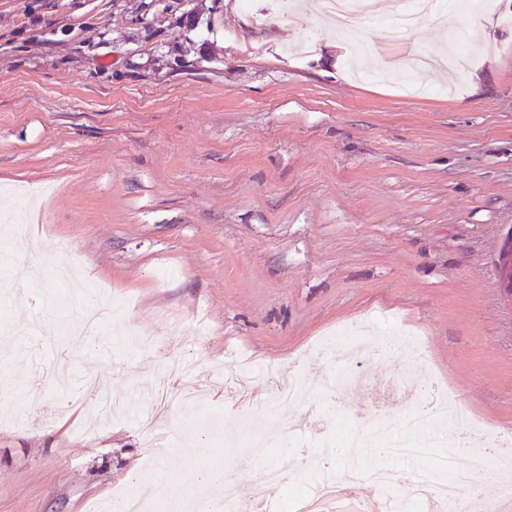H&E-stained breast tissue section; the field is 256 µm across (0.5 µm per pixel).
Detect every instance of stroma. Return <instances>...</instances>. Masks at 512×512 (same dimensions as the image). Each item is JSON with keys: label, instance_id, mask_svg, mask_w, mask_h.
Returning a JSON list of instances; mask_svg holds the SVG:
<instances>
[{"label": "stroma", "instance_id": "1", "mask_svg": "<svg viewBox=\"0 0 512 512\" xmlns=\"http://www.w3.org/2000/svg\"><path fill=\"white\" fill-rule=\"evenodd\" d=\"M299 2L0 0V205L26 227L0 240L16 260L47 254L44 275L0 276V377L14 386L0 399V512H94L120 489L153 498L151 458L181 495L215 457L247 484L287 463L292 480L267 491L281 503L312 472L340 473L341 452L319 444L337 421L374 444L434 399L465 413L446 424L474 445L512 439V299L494 267L512 228V0L456 16L465 62L418 72L431 96L403 76L417 54L453 53L434 20L399 44L363 28L366 81ZM26 186L49 193L21 208L10 190ZM58 240L79 281L132 301L69 359L52 351L66 337L40 333L60 323L40 309L65 288L50 275ZM364 320L402 345L358 363L369 385L322 398L315 343ZM131 354L159 376L175 356L216 371L242 355L295 365L318 403L270 420L266 390L226 389L207 426L176 400L152 435L134 421L150 400L132 396ZM45 370L70 408L50 396L23 411ZM406 370L401 389L382 385ZM106 391L129 414L77 434ZM306 418L309 435L291 437Z\"/></svg>", "mask_w": 512, "mask_h": 512}]
</instances>
